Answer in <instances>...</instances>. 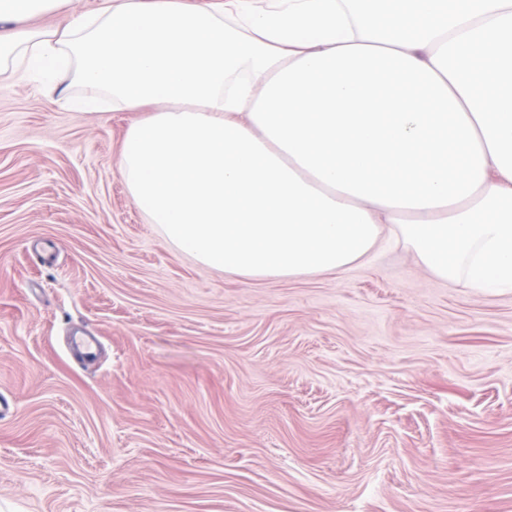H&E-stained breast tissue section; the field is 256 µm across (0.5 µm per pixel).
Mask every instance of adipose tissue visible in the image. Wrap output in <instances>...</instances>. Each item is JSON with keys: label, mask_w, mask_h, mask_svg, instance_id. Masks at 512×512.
I'll return each instance as SVG.
<instances>
[{"label": "adipose tissue", "mask_w": 512, "mask_h": 512, "mask_svg": "<svg viewBox=\"0 0 512 512\" xmlns=\"http://www.w3.org/2000/svg\"><path fill=\"white\" fill-rule=\"evenodd\" d=\"M0 0V72H73L131 125L118 171L197 263L342 273L389 235L436 278L512 291V0ZM63 7L59 14H46L32 18L26 23L28 28L51 29L56 27L62 20L63 15L67 12H85L99 8L103 0H70Z\"/></svg>", "instance_id": "1"}]
</instances>
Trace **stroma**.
Returning <instances> with one entry per match:
<instances>
[{"label":"stroma","mask_w":512,"mask_h":512,"mask_svg":"<svg viewBox=\"0 0 512 512\" xmlns=\"http://www.w3.org/2000/svg\"><path fill=\"white\" fill-rule=\"evenodd\" d=\"M81 91L0 75V512H512V291L203 267Z\"/></svg>","instance_id":"1"}]
</instances>
